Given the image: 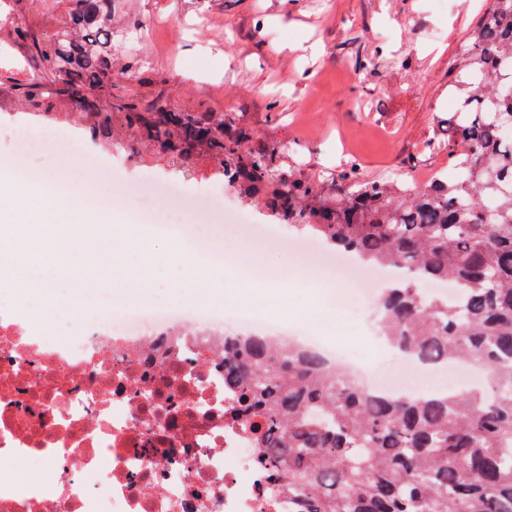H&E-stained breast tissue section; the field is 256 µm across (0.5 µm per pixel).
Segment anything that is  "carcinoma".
Instances as JSON below:
<instances>
[{"mask_svg":"<svg viewBox=\"0 0 512 512\" xmlns=\"http://www.w3.org/2000/svg\"><path fill=\"white\" fill-rule=\"evenodd\" d=\"M54 37L32 41L39 81L27 100L109 96L112 0H66ZM447 124L459 135L457 177L421 190L366 181L352 167L331 187L299 179L274 141L251 145L235 112H176L120 99L122 132L181 160L200 153L291 228L307 229L372 266L405 271L380 310L385 335L422 363L478 362L490 393L370 394L294 344H224V383L265 421L260 453L299 512H512V0H492L471 34Z\"/></svg>","mask_w":512,"mask_h":512,"instance_id":"1","label":"carcinoma"}]
</instances>
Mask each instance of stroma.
<instances>
[{"label":"stroma","mask_w":512,"mask_h":512,"mask_svg":"<svg viewBox=\"0 0 512 512\" xmlns=\"http://www.w3.org/2000/svg\"><path fill=\"white\" fill-rule=\"evenodd\" d=\"M491 0H114L113 41L129 72H115L117 98L162 99L186 112H235L256 141L278 142L283 164L304 180L330 181L350 165L365 180L395 178L423 188L435 176L454 177L442 121L458 95L450 73L469 45ZM64 0H10L0 12V78L25 85L40 62L31 43L15 40L25 23L35 38L53 37ZM101 102L45 99L40 104L0 92V169L23 165L10 137L60 128L81 143L101 173L107 194L127 196L124 211L148 180L175 182L189 194L223 184L205 156L183 162L150 149L108 146L91 139L74 117L102 111ZM225 220L251 215L263 233L238 240L212 230V244L244 253L264 275L300 279L289 287L293 306L322 295L330 311L319 321L280 317L289 334L332 345L379 369L376 307L303 248L306 233L278 235L260 198L225 186Z\"/></svg>","instance_id":"obj_1"}]
</instances>
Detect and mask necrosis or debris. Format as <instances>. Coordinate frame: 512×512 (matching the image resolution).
I'll list each match as a JSON object with an SVG mask.
<instances>
[{
  "label": "necrosis or debris",
  "mask_w": 512,
  "mask_h": 512,
  "mask_svg": "<svg viewBox=\"0 0 512 512\" xmlns=\"http://www.w3.org/2000/svg\"><path fill=\"white\" fill-rule=\"evenodd\" d=\"M160 194L171 219L143 232L193 247L203 227L181 223L184 207L204 220L224 207L220 192L148 185L143 208ZM94 299L106 319L74 332L0 304V512H291L224 386L225 325L282 338L273 318Z\"/></svg>",
  "instance_id": "necrosis-or-debris-1"
}]
</instances>
